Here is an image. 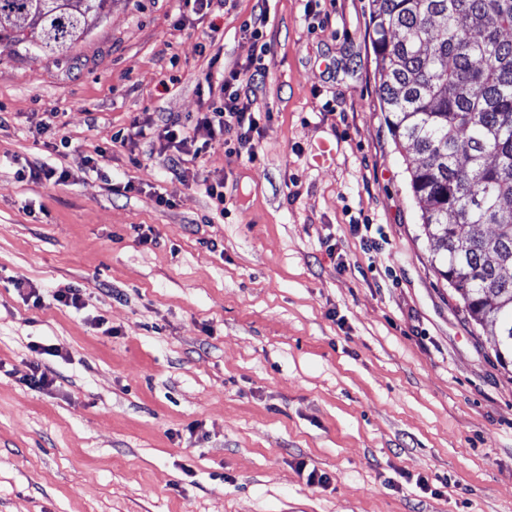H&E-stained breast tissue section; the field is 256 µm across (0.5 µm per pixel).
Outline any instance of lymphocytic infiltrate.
Returning <instances> with one entry per match:
<instances>
[{"label": "lymphocytic infiltrate", "mask_w": 512, "mask_h": 512, "mask_svg": "<svg viewBox=\"0 0 512 512\" xmlns=\"http://www.w3.org/2000/svg\"><path fill=\"white\" fill-rule=\"evenodd\" d=\"M243 34L253 42L254 54L246 63L231 69L219 68V56H212L210 72L204 76V85L219 83L222 93L218 102L202 112L181 116L159 117L156 138L167 155L169 169H176L183 156L200 157L212 149L216 139H223L228 153L246 155L248 161L259 157L255 136L260 131L261 115L253 110V101L246 92L245 78L258 75L267 54L271 38L267 17L259 13L244 23Z\"/></svg>", "instance_id": "lymphocytic-infiltrate-1"}]
</instances>
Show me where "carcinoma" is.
<instances>
[{
	"instance_id": "1",
	"label": "carcinoma",
	"mask_w": 512,
	"mask_h": 512,
	"mask_svg": "<svg viewBox=\"0 0 512 512\" xmlns=\"http://www.w3.org/2000/svg\"><path fill=\"white\" fill-rule=\"evenodd\" d=\"M107 0H0V49L66 53ZM377 96L438 275L512 358V0H371Z\"/></svg>"
}]
</instances>
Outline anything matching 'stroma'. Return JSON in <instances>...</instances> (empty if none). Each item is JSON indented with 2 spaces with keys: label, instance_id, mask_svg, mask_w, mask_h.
<instances>
[{
  "label": "stroma",
  "instance_id": "1",
  "mask_svg": "<svg viewBox=\"0 0 512 512\" xmlns=\"http://www.w3.org/2000/svg\"><path fill=\"white\" fill-rule=\"evenodd\" d=\"M262 9L259 161L173 177L146 118L202 111ZM368 30L369 0H107L67 54L0 53V512H512V364L435 272ZM28 169V171L25 169H20L18 171V175L21 179H25L27 177L25 172H28V176L31 179L45 180L46 182H52V184L57 185L65 182L67 178L66 173L63 171L58 172L56 168H53L47 164L31 165Z\"/></svg>",
  "mask_w": 512,
  "mask_h": 512
}]
</instances>
